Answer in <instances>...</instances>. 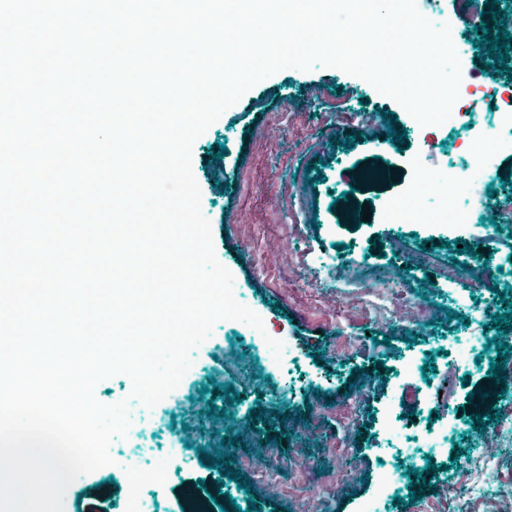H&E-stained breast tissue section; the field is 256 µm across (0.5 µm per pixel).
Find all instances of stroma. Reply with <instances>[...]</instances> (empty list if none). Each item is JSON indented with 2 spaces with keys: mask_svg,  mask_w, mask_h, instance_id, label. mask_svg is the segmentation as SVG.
<instances>
[{
  "mask_svg": "<svg viewBox=\"0 0 512 512\" xmlns=\"http://www.w3.org/2000/svg\"><path fill=\"white\" fill-rule=\"evenodd\" d=\"M485 0H417L420 12L435 24L451 26L452 38L466 45L477 41ZM462 69L480 92L467 116L420 131L393 99L379 94L367 81L337 68L308 72L280 71L250 89L228 108L193 146L192 169L201 189V208L212 228L218 260L234 276V285L248 289L250 308L263 320L269 335L286 337L292 347L288 370L268 373L244 334L225 336L216 324L212 336L193 353L194 369L158 408L169 420L154 429L151 442L159 448H185V455L167 463L162 475L144 472L141 495L160 504L162 512H181L186 491L216 497L209 512L235 499L239 507L255 501L258 512H417L408 504L380 505L374 494L383 460L403 455L407 440L385 433L377 416L384 407L415 413L420 426L438 430L439 419L464 414L467 388L453 378L452 395L437 394L415 378L402 376L406 360L452 347L461 337L486 335L491 313L506 312L505 304L474 291L464 271L467 253L442 247L447 234L441 225L438 194L446 193L449 169L466 182L467 206L486 213L490 206L512 208V188L502 178L512 147H503L495 128L496 111L506 106L512 80L491 76L482 57L465 56ZM406 128L405 144L389 133L384 112ZM482 126L487 141L469 139L470 125ZM353 146H345L347 136ZM484 158V169L467 168L464 153ZM381 161L383 190L360 194L370 219L358 224L340 221L329 206L358 181L356 167L369 156ZM319 168L317 185H307V168ZM427 220L429 230L417 227ZM427 250H420V243ZM346 251H339V244ZM368 257L371 264L408 284L388 314L368 311L363 285L339 275L340 254ZM437 295L451 323L433 326L430 334L410 341L415 329L414 301ZM479 314L461 320L468 304ZM366 337L351 356L337 358L338 334ZM388 373L376 374L377 361ZM362 368L354 377L353 368ZM245 394L231 420H204L197 396L208 387L225 402L226 384ZM264 410L269 422L257 429L252 414ZM355 429L343 433L342 425ZM233 432L246 442L229 462L250 476L248 489L222 480L217 469L204 467L200 453L217 456L216 432ZM285 454L292 463L278 481H260L255 474L271 455ZM454 451L439 448L436 463L443 472L433 490L422 494L429 512H512V501L492 493L460 506V465ZM346 468L350 479L337 484L336 472ZM303 469L318 471L315 492L292 496L288 476ZM113 483L117 493L97 494L99 484ZM130 486L124 469L101 468L72 483L64 495V512H128Z\"/></svg>",
  "mask_w": 512,
  "mask_h": 512,
  "instance_id": "35a3bbf8",
  "label": "stroma"
}]
</instances>
